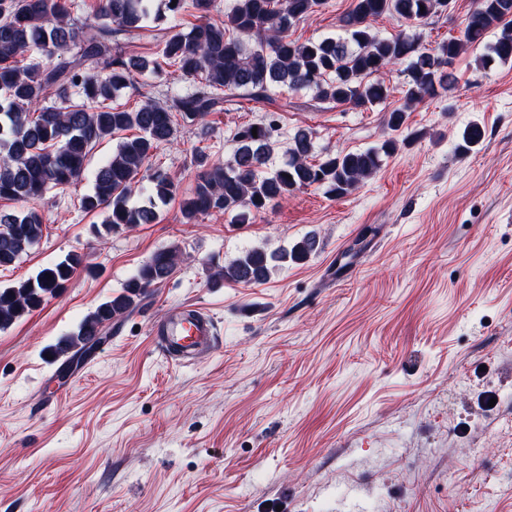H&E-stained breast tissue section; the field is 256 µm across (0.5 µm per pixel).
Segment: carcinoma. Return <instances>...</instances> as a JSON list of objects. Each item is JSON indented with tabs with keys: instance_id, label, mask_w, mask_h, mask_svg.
Wrapping results in <instances>:
<instances>
[{
	"instance_id": "cac0c4a2",
	"label": "carcinoma",
	"mask_w": 512,
	"mask_h": 512,
	"mask_svg": "<svg viewBox=\"0 0 512 512\" xmlns=\"http://www.w3.org/2000/svg\"><path fill=\"white\" fill-rule=\"evenodd\" d=\"M185 0H98L92 20L77 24L66 0H0V200L39 199L52 189L70 186L85 171L93 147L105 137L122 136L112 158L93 172L92 192L81 199L88 213H104L103 233L129 232L160 220L162 208L178 190V181L156 171L148 185L138 184L145 162L160 146L175 139V117L199 124L224 106V95L243 91L256 101L276 87L308 90L320 101L355 108L384 102L389 88L383 75L404 66L406 102L389 111L392 132L405 128L410 104L446 91L454 84L449 71L465 47L499 31L493 57L512 59V0H476L463 38L426 47L417 28L446 9L449 0H354L341 20V33L299 42L288 30L313 14L323 0H235L224 21L211 20L215 0H191L198 23L184 32L177 23ZM425 10H420V7ZM401 17L412 32L382 38L373 23L384 15ZM149 19L168 21L169 36L160 59L128 56L117 49L118 35L143 28ZM38 51L58 63H42ZM194 83L167 102L144 98L133 109L109 101L135 77H147L162 65ZM257 135H252V129ZM135 130L130 137L125 132ZM272 122L240 127L237 148L226 164L197 155L198 173L191 195L181 202L184 224H195L213 210L236 211L240 222L253 212L280 205L300 189L314 187L330 197L350 194L375 174L398 140L349 152L316 153L312 132L297 131L288 158L264 174L275 145ZM483 138L473 124L462 134L458 150L467 152ZM140 205L129 201L134 192ZM43 236V218L33 209L0 210V267L15 263ZM319 245L308 234L289 248H251L215 269L209 280L246 286L267 281L278 263L302 264ZM176 246L155 251L123 289L88 313L55 347L58 355L77 357L98 345L95 338L138 308L153 288L175 272ZM83 264L71 252L35 276L0 288V331L41 306L65 288Z\"/></svg>"
}]
</instances>
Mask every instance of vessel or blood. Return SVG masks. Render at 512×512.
I'll return each mask as SVG.
<instances>
[{
    "label": "vessel or blood",
    "instance_id": "obj_1",
    "mask_svg": "<svg viewBox=\"0 0 512 512\" xmlns=\"http://www.w3.org/2000/svg\"><path fill=\"white\" fill-rule=\"evenodd\" d=\"M152 333L161 337L165 352L192 358L213 342L215 326L212 317L200 312L175 310L153 326Z\"/></svg>",
    "mask_w": 512,
    "mask_h": 512
}]
</instances>
